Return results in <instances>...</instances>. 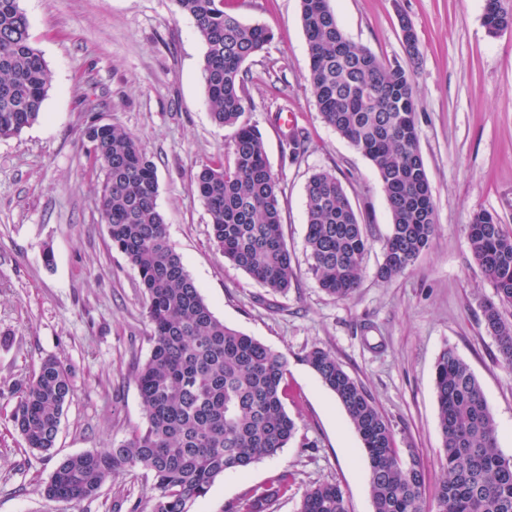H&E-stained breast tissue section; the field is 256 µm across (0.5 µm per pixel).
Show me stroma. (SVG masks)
I'll return each instance as SVG.
<instances>
[{"label":"stroma","instance_id":"obj_1","mask_svg":"<svg viewBox=\"0 0 512 512\" xmlns=\"http://www.w3.org/2000/svg\"><path fill=\"white\" fill-rule=\"evenodd\" d=\"M32 43L51 73L37 122L0 139V512H152L151 478L121 473L98 496L64 508L43 489L66 456L111 447L144 425L136 367L150 355L140 278L113 250L96 208L104 179L85 131L111 123L153 161L169 239L216 318L289 358L285 406L297 434L288 447L218 477L189 512H224L250 488L288 469L296 483L277 512H297L315 483L337 484L348 512H373L362 443L334 394L304 363L333 353L389 421L401 451L426 466V496L442 474L436 361L454 347L480 383L512 455V372L486 332L481 305L494 290L474 261V211L512 233V32L494 36L485 0H330L348 37L386 62L407 63L400 23L414 28L419 147L436 208L430 247L403 274L378 275L390 215L370 161L321 119L308 82L299 0H225L241 22L273 38L248 60L252 101L272 173L285 188L284 236L297 279L275 294L224 260L192 186L201 166L230 160L234 131L213 123L202 75L205 47L174 0H20ZM308 135L292 156L289 127ZM329 171L366 224L361 285L348 299L325 293L308 271L306 192ZM53 252L45 264V252ZM50 356L71 369L74 397L55 447L30 451L9 415L21 383ZM308 447H301V440Z\"/></svg>","mask_w":512,"mask_h":512}]
</instances>
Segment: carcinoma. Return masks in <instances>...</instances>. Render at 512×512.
Instances as JSON below:
<instances>
[{
    "mask_svg": "<svg viewBox=\"0 0 512 512\" xmlns=\"http://www.w3.org/2000/svg\"><path fill=\"white\" fill-rule=\"evenodd\" d=\"M193 18L205 46L203 74L215 124L236 128L231 161L200 167L192 182L211 224L213 246L273 293L295 279L282 222L284 188L272 174L261 131L243 120L251 99L243 65L272 39L224 11V0H174ZM309 81L322 120L374 166L391 217L379 277L405 272L429 248L435 205L416 123L414 67L388 64L346 35L329 0H300ZM492 35L512 30V0H486ZM50 74L33 46L19 0H0V138L20 134L39 118ZM85 136L92 166L104 171L97 196L112 248L137 270L147 295L152 348L137 368L146 425L106 450L62 459L44 487L47 500L76 505L99 494L117 474L150 475L153 512H189L217 477L275 456L296 435L284 405L288 354L218 320L171 246L158 210L154 163L137 138L112 124H92ZM294 157L306 148L303 131L288 133ZM309 272L327 294L344 300L359 288L368 247L365 225L339 179L314 173L306 184ZM473 258L494 289L482 306L487 333L512 366V233L488 211L472 213ZM302 361L333 392L359 435L369 467L373 512H423L425 468L403 457L393 430L365 387L329 351L314 347ZM70 368L56 357L20 386L10 420L27 448L55 447L73 399ZM442 436V477L435 512H512V457L498 448L496 421L469 365L453 348L435 366ZM285 469L231 502L225 512H275L295 484ZM298 512H347L342 489L311 485Z\"/></svg>",
    "mask_w": 512,
    "mask_h": 512,
    "instance_id": "carcinoma-1",
    "label": "carcinoma"
}]
</instances>
